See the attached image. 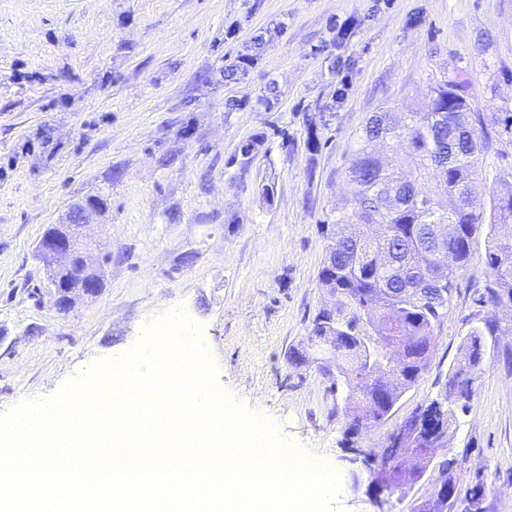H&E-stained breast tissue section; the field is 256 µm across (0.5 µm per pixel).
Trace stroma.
<instances>
[{"mask_svg":"<svg viewBox=\"0 0 512 512\" xmlns=\"http://www.w3.org/2000/svg\"><path fill=\"white\" fill-rule=\"evenodd\" d=\"M353 19L337 49V29ZM257 38L265 47L247 75L225 80L226 57ZM446 77L470 85L481 112L512 108V0H262L253 12L246 0H0V412L50 404L180 308L217 389L271 422L286 447L331 465L343 512H407L395 498L376 506L349 447L380 446L439 396L483 318L512 326V304L473 302L486 232L427 370L367 434L347 441L343 392L288 353L332 302L318 281L322 227L345 205L362 125L387 105L426 110L430 86ZM271 84L277 98L259 105ZM318 107L327 123L313 151L305 115ZM91 199L104 202L87 229L104 287L62 312L38 242ZM508 353L512 333L485 337L476 394L455 406L456 429L435 451L456 458L461 485L483 478V512H512Z\"/></svg>","mask_w":512,"mask_h":512,"instance_id":"35a3bbf8","label":"stroma"}]
</instances>
